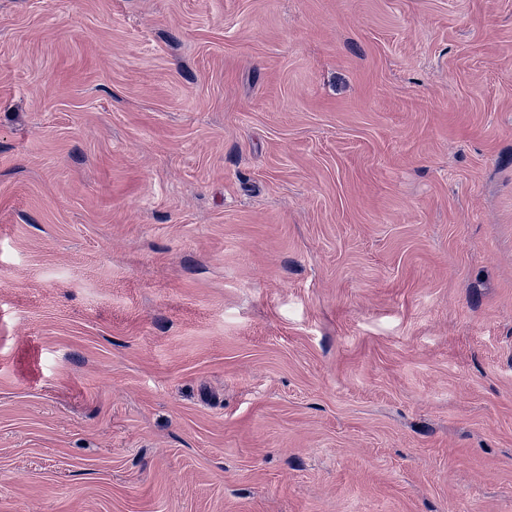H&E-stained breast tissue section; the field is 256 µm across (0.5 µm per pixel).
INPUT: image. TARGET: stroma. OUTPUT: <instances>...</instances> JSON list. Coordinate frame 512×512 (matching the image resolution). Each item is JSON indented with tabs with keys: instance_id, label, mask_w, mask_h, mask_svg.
Wrapping results in <instances>:
<instances>
[{
	"instance_id": "1",
	"label": "stroma",
	"mask_w": 512,
	"mask_h": 512,
	"mask_svg": "<svg viewBox=\"0 0 512 512\" xmlns=\"http://www.w3.org/2000/svg\"><path fill=\"white\" fill-rule=\"evenodd\" d=\"M0 512H512V0H0Z\"/></svg>"
}]
</instances>
